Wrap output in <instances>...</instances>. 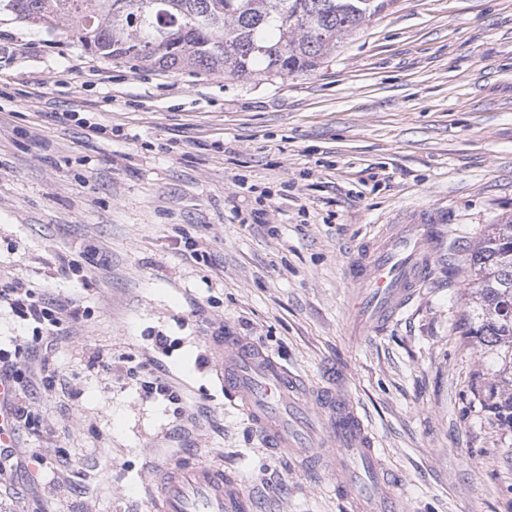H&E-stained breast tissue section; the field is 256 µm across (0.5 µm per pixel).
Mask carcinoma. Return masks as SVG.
<instances>
[{
	"label": "carcinoma",
	"mask_w": 512,
	"mask_h": 512,
	"mask_svg": "<svg viewBox=\"0 0 512 512\" xmlns=\"http://www.w3.org/2000/svg\"><path fill=\"white\" fill-rule=\"evenodd\" d=\"M397 0H0V13L76 40L110 60L237 79L315 72L341 40ZM473 336L511 393L512 215L488 225L469 263Z\"/></svg>",
	"instance_id": "1"
}]
</instances>
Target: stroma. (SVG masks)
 <instances>
[{"instance_id":"obj_1","label":"stroma","mask_w":512,"mask_h":512,"mask_svg":"<svg viewBox=\"0 0 512 512\" xmlns=\"http://www.w3.org/2000/svg\"><path fill=\"white\" fill-rule=\"evenodd\" d=\"M427 209L445 231L429 279L353 334L349 255ZM511 214L512 0H398L315 73L268 81L108 60L0 16V285L59 318L0 306L33 412L0 512H151V465L179 453L222 460L250 512H355L225 393L208 339L227 328L307 386L342 373L406 512H512L504 387L461 333L465 268ZM152 374L176 401L144 393ZM36 296V292L31 288H12L1 285L0 304L6 301L12 312L26 319H31L38 324H44L46 321L54 326L57 322L53 309L45 306L44 302Z\"/></svg>"}]
</instances>
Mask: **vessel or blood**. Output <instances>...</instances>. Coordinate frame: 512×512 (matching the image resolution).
<instances>
[{
    "label": "vessel or blood",
    "instance_id": "b4317fda",
    "mask_svg": "<svg viewBox=\"0 0 512 512\" xmlns=\"http://www.w3.org/2000/svg\"><path fill=\"white\" fill-rule=\"evenodd\" d=\"M444 248L442 225L421 215L384 225L347 266L349 307L361 326L380 332L413 301ZM210 345L225 391L268 447L305 459L311 470H334L338 493L356 512H404L382 469L375 439L350 394L340 386L307 396L298 379L258 345L233 330ZM151 512H246L243 494L223 466L177 455L146 485Z\"/></svg>",
    "mask_w": 512,
    "mask_h": 512
}]
</instances>
